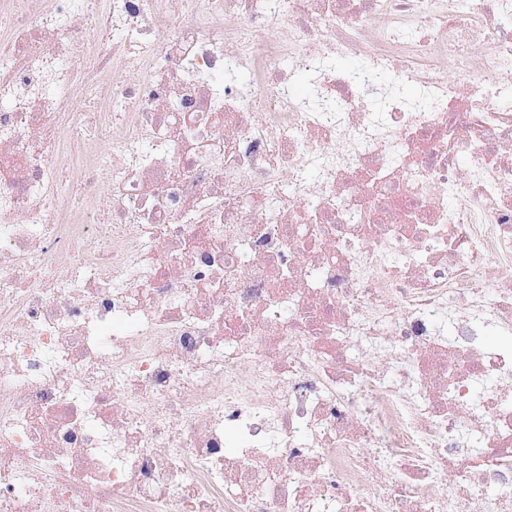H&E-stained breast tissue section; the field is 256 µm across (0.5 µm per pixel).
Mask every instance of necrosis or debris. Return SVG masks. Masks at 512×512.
Here are the masks:
<instances>
[{
	"label": "necrosis or debris",
	"mask_w": 512,
	"mask_h": 512,
	"mask_svg": "<svg viewBox=\"0 0 512 512\" xmlns=\"http://www.w3.org/2000/svg\"><path fill=\"white\" fill-rule=\"evenodd\" d=\"M506 69L512 0H0V512H512Z\"/></svg>",
	"instance_id": "1"
}]
</instances>
